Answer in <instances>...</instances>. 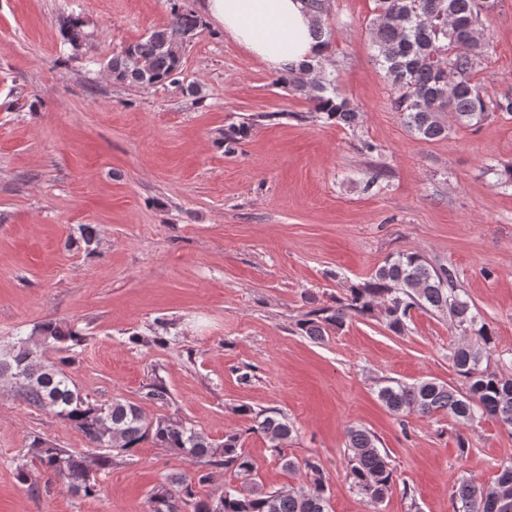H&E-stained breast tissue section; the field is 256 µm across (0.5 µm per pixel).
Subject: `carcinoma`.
Masks as SVG:
<instances>
[{
	"label": "carcinoma",
	"mask_w": 512,
	"mask_h": 512,
	"mask_svg": "<svg viewBox=\"0 0 512 512\" xmlns=\"http://www.w3.org/2000/svg\"><path fill=\"white\" fill-rule=\"evenodd\" d=\"M170 23L154 29L143 40L131 43L112 56L108 71L121 84L150 89L177 83L182 49L200 33L203 23L193 12L172 0ZM325 0H306L314 17V36L324 49L331 46V28L323 19ZM376 15L369 34L375 60L385 71L395 97L393 103L405 126L418 140L430 142L448 136L441 114L449 112L460 126H474L492 112L512 115V97L489 92L476 79L477 67L488 51L483 41L482 0H375ZM83 21L67 17L63 38L73 43ZM318 75L307 79L299 72L280 79L295 95L305 97L313 112L326 122L353 129L361 110L342 91L336 76L322 63L305 66ZM246 123L224 129L220 146L227 156L238 152L248 134ZM425 308L449 315L462 332L451 352L453 366L464 390L422 380L411 385L390 381L378 390L379 400L392 412L414 411L430 418L444 413L463 425L491 415L512 429V378L490 369L496 345L492 327L457 288L453 272L435 267L418 252L399 253L379 266L371 277L351 284L336 305L307 311L299 330L321 341L329 331L353 317L379 313L391 333L408 329L412 310ZM85 341L78 328L56 320L32 327L10 346L0 349V381L34 408H48L78 429L88 452L59 448L41 438L30 451L48 480L61 482L76 493H98L96 473L112 467L114 458L132 456L150 442L185 459L195 461L201 472L194 477L175 475L155 486L147 498V512H330V490L321 462H300L288 456L286 443L295 432L288 419L276 411L257 413L247 405L237 411L251 416L252 424L222 440L210 438L190 422L172 415L146 416L132 401L115 398L99 403L76 387L66 368L74 349ZM142 398L165 404L169 394L161 381L144 388ZM263 436L283 467L304 470L305 481L286 490L266 491L253 482L256 464L242 448L246 435ZM349 478L353 487L375 506L392 492L394 471L378 439L365 429L348 430ZM222 467L251 483L248 489L224 486L219 495L200 497L196 484L209 478L205 469ZM455 512H497L502 499L512 501V462L502 466L496 481L482 484L463 480L453 492Z\"/></svg>",
	"instance_id": "obj_1"
}]
</instances>
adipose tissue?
<instances>
[{
	"label": "adipose tissue",
	"instance_id": "1",
	"mask_svg": "<svg viewBox=\"0 0 512 512\" xmlns=\"http://www.w3.org/2000/svg\"><path fill=\"white\" fill-rule=\"evenodd\" d=\"M204 12L274 71L298 68L320 56L304 0H205Z\"/></svg>",
	"mask_w": 512,
	"mask_h": 512
}]
</instances>
